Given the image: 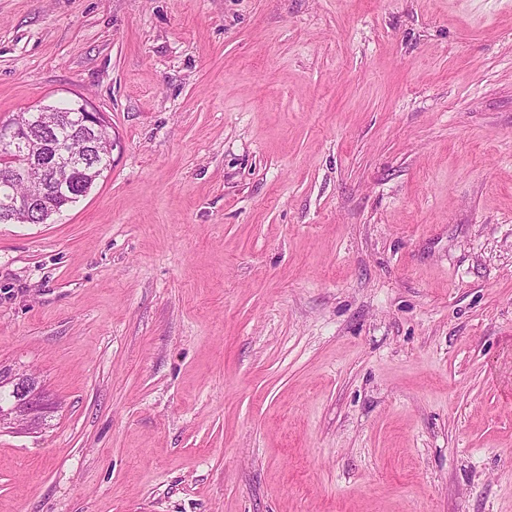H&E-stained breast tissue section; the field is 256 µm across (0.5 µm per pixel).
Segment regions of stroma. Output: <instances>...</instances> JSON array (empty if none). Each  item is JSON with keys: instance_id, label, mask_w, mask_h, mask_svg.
I'll return each mask as SVG.
<instances>
[{"instance_id": "stroma-1", "label": "stroma", "mask_w": 512, "mask_h": 512, "mask_svg": "<svg viewBox=\"0 0 512 512\" xmlns=\"http://www.w3.org/2000/svg\"><path fill=\"white\" fill-rule=\"evenodd\" d=\"M83 100L0 512H512V0H0V121ZM101 163L97 171L88 172L86 174L78 173L74 181L62 189H58L55 194L49 198L48 204L45 206L48 211H59L66 206L72 205L75 199L86 196L92 189L96 180L100 178L103 171L110 165V158L107 154L100 157Z\"/></svg>"}]
</instances>
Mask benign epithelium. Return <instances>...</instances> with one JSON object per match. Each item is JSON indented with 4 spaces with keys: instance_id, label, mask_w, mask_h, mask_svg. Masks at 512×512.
Instances as JSON below:
<instances>
[{
    "instance_id": "1",
    "label": "benign epithelium",
    "mask_w": 512,
    "mask_h": 512,
    "mask_svg": "<svg viewBox=\"0 0 512 512\" xmlns=\"http://www.w3.org/2000/svg\"><path fill=\"white\" fill-rule=\"evenodd\" d=\"M11 163L0 168L6 179L25 178L36 172L43 180V191L39 195L18 196L14 199L12 219L16 223H29L32 216L40 213L45 197L52 193L60 182L59 170L64 161L52 151L39 154L31 151L28 140L21 138L17 127L9 124L0 129V163L4 159ZM9 383L15 391L13 403L0 408V431L20 429L35 432L42 426V413L46 399L39 380L17 370H0V381Z\"/></svg>"
}]
</instances>
